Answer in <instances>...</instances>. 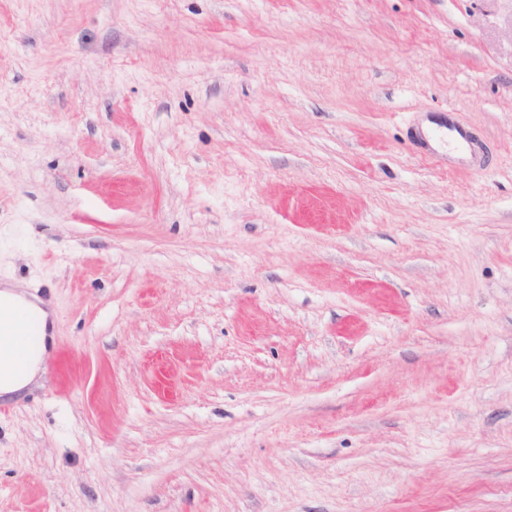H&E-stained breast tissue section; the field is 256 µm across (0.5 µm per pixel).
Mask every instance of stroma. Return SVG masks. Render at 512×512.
<instances>
[{"label":"stroma","mask_w":512,"mask_h":512,"mask_svg":"<svg viewBox=\"0 0 512 512\" xmlns=\"http://www.w3.org/2000/svg\"><path fill=\"white\" fill-rule=\"evenodd\" d=\"M4 283L0 512H512V0H0ZM0 300H3L4 303V317L8 316L16 305H21L35 314L40 323L39 342L28 352L23 367L19 370L5 369L0 374V394L3 397H11L20 394L39 376L41 363L47 349L48 312L40 304L27 300L8 286L0 291ZM33 319L28 317L20 308H15L10 314V328H2L1 318L0 340L2 336H29L31 341L33 336L38 335Z\"/></svg>","instance_id":"stroma-1"}]
</instances>
